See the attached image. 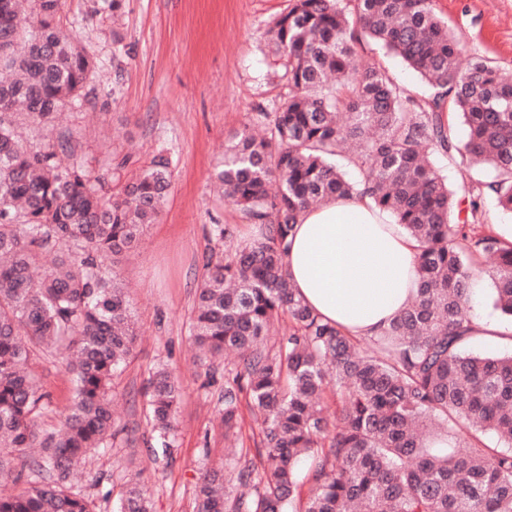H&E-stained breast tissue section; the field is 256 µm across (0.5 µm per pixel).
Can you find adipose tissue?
<instances>
[{"label":"adipose tissue","mask_w":512,"mask_h":512,"mask_svg":"<svg viewBox=\"0 0 512 512\" xmlns=\"http://www.w3.org/2000/svg\"><path fill=\"white\" fill-rule=\"evenodd\" d=\"M418 244L366 196L301 212L288 238L290 282L324 320L378 335L412 301Z\"/></svg>","instance_id":"1"}]
</instances>
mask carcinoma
<instances>
[{
    "mask_svg": "<svg viewBox=\"0 0 512 512\" xmlns=\"http://www.w3.org/2000/svg\"><path fill=\"white\" fill-rule=\"evenodd\" d=\"M61 7L0 0V485L27 484L0 491V512H94L73 471L120 434L171 466L182 396L160 367L144 387L141 437L112 417L111 383L136 333L104 260L133 251L157 220L169 160L111 193L84 164L61 163L75 154L70 137L34 149L19 132L88 102L95 65L60 31ZM266 35L286 92L227 140L215 173L260 233L226 250L231 225H210L196 289L192 336L207 385L214 359L238 353L218 395L234 448L230 463L200 471L197 512H512V351H473L470 315L473 281L486 274L494 307L512 320V243L483 209L492 198L512 213V80L468 48L434 0H293ZM365 42L416 72L427 94H408L360 55ZM454 113L463 142L449 132ZM435 154L494 175L460 197ZM354 194L419 243L415 297L362 346L296 296L285 265L298 215ZM66 352L73 394L62 428L47 431L49 401L29 362ZM245 409L257 425L253 456ZM124 481L114 512H151L142 472Z\"/></svg>",
    "mask_w": 512,
    "mask_h": 512,
    "instance_id": "cac0c4a2",
    "label": "carcinoma"
}]
</instances>
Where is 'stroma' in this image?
<instances>
[{
	"mask_svg": "<svg viewBox=\"0 0 512 512\" xmlns=\"http://www.w3.org/2000/svg\"><path fill=\"white\" fill-rule=\"evenodd\" d=\"M95 3L63 0L60 21L97 64L91 84L96 103L66 110L40 140L73 133L79 157L112 187L156 156L168 158L172 187L162 211L116 267L128 287L137 340L113 381L112 398L119 421L142 422L145 381L161 364L179 376L183 398L171 468L155 469L143 446L117 443L87 457L77 486L95 512H112L123 471L140 469L153 512H195L199 469L224 457L217 392L206 387V369L191 348L207 228L232 225L239 240L259 233L225 203L213 172L227 138L257 105L285 91L270 66L265 30L289 0H124L116 23L95 14ZM435 7L479 55L512 73V0H435ZM118 42L124 47L119 79L112 60ZM31 368L53 406L42 425L53 427L55 410L70 396V378L49 359L33 360ZM104 473L110 483H98Z\"/></svg>",
	"mask_w": 512,
	"mask_h": 512,
	"instance_id": "35a3bbf8",
	"label": "stroma"
}]
</instances>
